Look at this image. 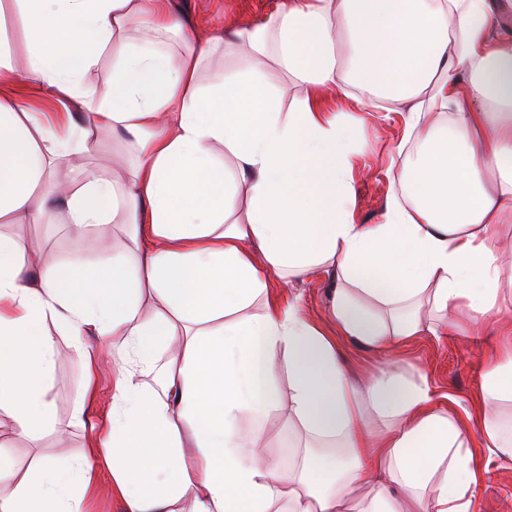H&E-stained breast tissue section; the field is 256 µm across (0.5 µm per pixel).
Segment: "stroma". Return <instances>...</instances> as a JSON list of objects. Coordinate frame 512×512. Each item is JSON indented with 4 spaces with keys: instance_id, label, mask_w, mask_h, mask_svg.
Returning a JSON list of instances; mask_svg holds the SVG:
<instances>
[{
    "instance_id": "35a3bbf8",
    "label": "stroma",
    "mask_w": 512,
    "mask_h": 512,
    "mask_svg": "<svg viewBox=\"0 0 512 512\" xmlns=\"http://www.w3.org/2000/svg\"><path fill=\"white\" fill-rule=\"evenodd\" d=\"M174 3L194 23L223 35L233 22L275 12L281 0H174ZM327 104L329 111L345 119L352 140L361 147L355 159L351 188L355 218L362 224L376 223L395 189L388 168L397 155L398 146L406 140L405 115L385 107L360 113L350 100L342 97H328ZM16 233L31 257L51 249L64 258L74 248L73 241L61 226L50 229L41 224H30L17 228ZM330 290L328 281L311 280L285 288L276 287L275 293L283 303L293 296H300L305 315L323 323L327 320ZM334 339L349 371L356 376L399 364L406 376L426 374L437 389L452 393L468 406L473 403L482 362L490 351L489 346L474 345L466 336L419 337L399 345L391 353L370 350L339 333ZM56 341L59 356L48 385V399L55 421L65 428L66 433L61 437L46 433L33 440L7 430L0 432V454L11 458L20 478L32 473L39 458L81 457L86 449L89 426L107 423L112 413L114 374L111 363L107 362L100 367L93 381L94 395L86 404L82 422H74V402L87 381L84 359L74 350L72 339L66 333H57ZM264 427L268 436V454L280 465L292 463L299 454L303 435L289 422L287 409L270 415Z\"/></svg>"
}]
</instances>
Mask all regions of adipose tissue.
<instances>
[{
    "instance_id": "ef3b65f1",
    "label": "adipose tissue",
    "mask_w": 512,
    "mask_h": 512,
    "mask_svg": "<svg viewBox=\"0 0 512 512\" xmlns=\"http://www.w3.org/2000/svg\"><path fill=\"white\" fill-rule=\"evenodd\" d=\"M224 45L244 73L207 70ZM283 73L304 90L289 113ZM327 91L362 112L398 103L421 146L393 163L376 223L353 216L356 147ZM75 154L86 164L59 178ZM0 224H64L78 243L118 224L130 241L97 264L77 249L32 265L0 233V419L55 431L49 326L91 373L86 337H120L112 415L89 446L123 512H477L493 466L512 465V0H282L228 37L185 30L172 0H0ZM319 274L339 332L370 348L494 333L480 418L442 406L424 374L355 383L332 335L271 290ZM282 355L309 447L287 470L263 427ZM14 477L0 458V484ZM15 484L0 512H84L96 471L55 456Z\"/></svg>"
}]
</instances>
